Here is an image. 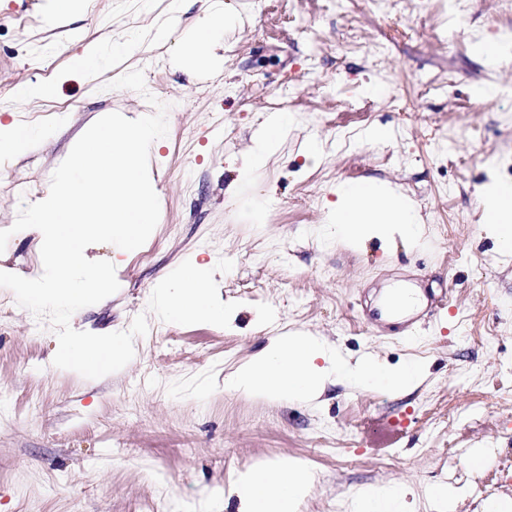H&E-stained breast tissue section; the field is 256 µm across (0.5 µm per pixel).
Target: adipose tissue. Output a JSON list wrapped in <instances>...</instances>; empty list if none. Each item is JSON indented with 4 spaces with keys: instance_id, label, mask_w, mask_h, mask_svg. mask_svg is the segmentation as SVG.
Wrapping results in <instances>:
<instances>
[{
    "instance_id": "ef3b65f1",
    "label": "adipose tissue",
    "mask_w": 512,
    "mask_h": 512,
    "mask_svg": "<svg viewBox=\"0 0 512 512\" xmlns=\"http://www.w3.org/2000/svg\"><path fill=\"white\" fill-rule=\"evenodd\" d=\"M224 33L223 4L213 0L197 25L195 41L185 54L196 65L214 68L219 61L214 46ZM336 206L329 213L338 238L354 243L369 233L396 227L415 239L421 234V219L413 205L400 193L385 189L373 180L351 182L336 190ZM481 203L492 233L503 249L512 248V185L496 184L481 191ZM208 265H195L183 287L159 296L161 312L176 321L224 322L226 314L210 297L206 279ZM425 370L409 361L393 371H383L372 361L349 363L318 338L291 332L270 339L267 346L225 376L226 390L276 402L318 399L326 384L336 379L405 392L419 386ZM315 483V475L298 460L265 459L239 472L230 486L238 512H297Z\"/></svg>"
}]
</instances>
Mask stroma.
Listing matches in <instances>:
<instances>
[{
  "mask_svg": "<svg viewBox=\"0 0 512 512\" xmlns=\"http://www.w3.org/2000/svg\"><path fill=\"white\" fill-rule=\"evenodd\" d=\"M0 0V125L31 132L0 155V230L29 184L51 176L101 117L168 104V134L149 149L159 222L143 246H88L116 267L118 291L76 311L72 328L149 330L120 371L87 379L54 366L48 320L0 287V512H189L220 497L260 457L297 459L316 482L298 512H336L362 487L399 484L412 512H480L512 497V252L503 253L476 192L512 183V51L488 61L482 40L512 32L499 0H223L234 21L214 70H189L176 44L210 0ZM167 23V42L152 33ZM121 40L128 55L85 72L72 57ZM142 70L146 93L108 89ZM56 85L53 99L13 100L19 84ZM292 123L265 164L245 162L279 112ZM383 126L386 141L367 140ZM318 140V161L304 145ZM380 180L408 196L421 239H336L339 185ZM209 263L229 322L167 320L163 288ZM0 271L43 273L38 232L15 233ZM398 282L432 287L394 324ZM299 329L350 361L393 368L412 358L425 383L388 393L345 381L318 402L271 403L226 391L224 377L271 336Z\"/></svg>",
  "mask_w": 512,
  "mask_h": 512,
  "instance_id": "1",
  "label": "stroma"
}]
</instances>
